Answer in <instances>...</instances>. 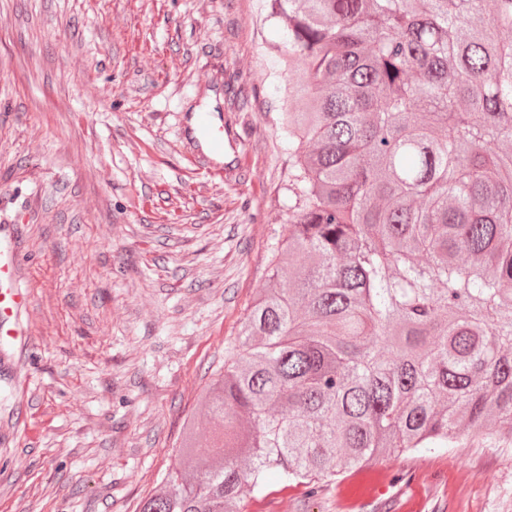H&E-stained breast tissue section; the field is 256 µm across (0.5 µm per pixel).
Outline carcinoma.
Segmentation results:
<instances>
[{
	"label": "carcinoma",
	"instance_id": "carcinoma-1",
	"mask_svg": "<svg viewBox=\"0 0 512 512\" xmlns=\"http://www.w3.org/2000/svg\"><path fill=\"white\" fill-rule=\"evenodd\" d=\"M288 236L139 512L512 441V0H265Z\"/></svg>",
	"mask_w": 512,
	"mask_h": 512
}]
</instances>
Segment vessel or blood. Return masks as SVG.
<instances>
[{
    "instance_id": "1",
    "label": "vessel or blood",
    "mask_w": 512,
    "mask_h": 512,
    "mask_svg": "<svg viewBox=\"0 0 512 512\" xmlns=\"http://www.w3.org/2000/svg\"><path fill=\"white\" fill-rule=\"evenodd\" d=\"M193 131L205 141L211 153L223 154L224 138L215 133L209 111L195 113ZM28 307L19 235L15 232L0 235V343L9 344L22 354L27 353L32 344L30 327L22 317Z\"/></svg>"
}]
</instances>
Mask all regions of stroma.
<instances>
[{"label":"stroma","mask_w":512,"mask_h":512,"mask_svg":"<svg viewBox=\"0 0 512 512\" xmlns=\"http://www.w3.org/2000/svg\"><path fill=\"white\" fill-rule=\"evenodd\" d=\"M283 31L260 0H0V223L22 217L24 362L0 345V512H137L288 224ZM237 136L224 176L190 113ZM512 446L457 440L243 512H506Z\"/></svg>","instance_id":"35a3bbf8"}]
</instances>
